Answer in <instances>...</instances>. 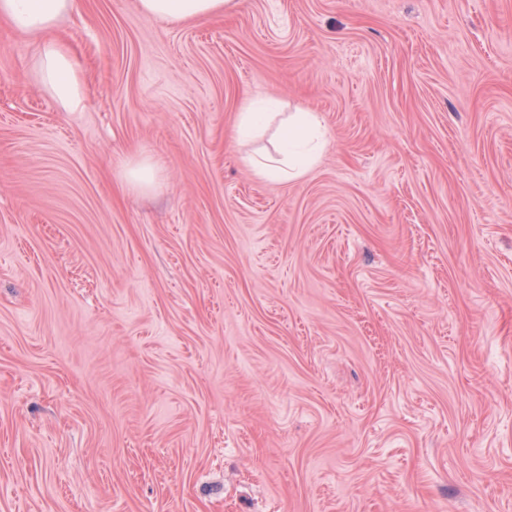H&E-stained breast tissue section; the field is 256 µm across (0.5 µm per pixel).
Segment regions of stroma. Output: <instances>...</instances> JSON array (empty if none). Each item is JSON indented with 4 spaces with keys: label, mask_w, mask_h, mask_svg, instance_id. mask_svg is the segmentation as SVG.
Segmentation results:
<instances>
[{
    "label": "stroma",
    "mask_w": 512,
    "mask_h": 512,
    "mask_svg": "<svg viewBox=\"0 0 512 512\" xmlns=\"http://www.w3.org/2000/svg\"><path fill=\"white\" fill-rule=\"evenodd\" d=\"M58 33L78 112L0 22V512H512V0ZM266 97L300 180L231 137ZM325 142L326 128L316 112H289L278 127L277 154L249 162L260 178L298 180L320 159ZM156 163L147 157H139L130 161L123 172V179L129 189L144 192L151 189L157 179Z\"/></svg>",
    "instance_id": "35a3bbf8"
}]
</instances>
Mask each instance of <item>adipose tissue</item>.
Returning <instances> with one entry per match:
<instances>
[{
	"instance_id": "adipose-tissue-1",
	"label": "adipose tissue",
	"mask_w": 512,
	"mask_h": 512,
	"mask_svg": "<svg viewBox=\"0 0 512 512\" xmlns=\"http://www.w3.org/2000/svg\"><path fill=\"white\" fill-rule=\"evenodd\" d=\"M139 4L144 14L177 24L223 15L234 10L238 0H139ZM77 6V0H0V18L6 19L15 30L37 37L39 79L70 111L84 108L85 85L77 59L54 37L53 31ZM274 120L273 113L246 104L239 114L237 135L246 138ZM278 123L276 154L252 161L251 166L258 177L294 181L320 159L326 128L317 113L303 110L289 113Z\"/></svg>"
}]
</instances>
